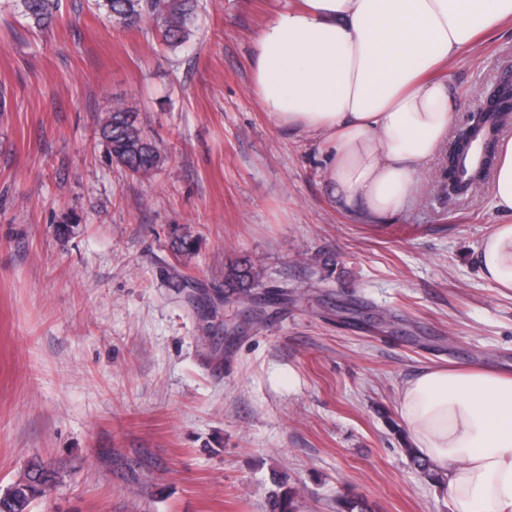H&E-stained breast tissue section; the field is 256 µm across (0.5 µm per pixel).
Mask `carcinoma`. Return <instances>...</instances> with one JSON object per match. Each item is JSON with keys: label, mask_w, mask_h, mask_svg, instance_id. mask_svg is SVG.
Listing matches in <instances>:
<instances>
[{"label": "carcinoma", "mask_w": 512, "mask_h": 512, "mask_svg": "<svg viewBox=\"0 0 512 512\" xmlns=\"http://www.w3.org/2000/svg\"><path fill=\"white\" fill-rule=\"evenodd\" d=\"M14 8L30 24L39 29L50 27L61 14L60 0H12ZM98 10L111 24L124 29L139 28L145 23L154 26L160 41L169 47H178L190 40L197 0H95ZM99 135L106 146L111 162L122 167L132 176H147L158 168L161 155L155 143L146 134L138 113L122 103H117L99 122ZM476 169L460 171L454 178L455 193L466 196L474 190ZM197 243L186 226L176 227L171 233V249L176 261H187L196 250ZM257 282V271L244 260L230 262L224 270L226 299L247 298ZM416 469L429 481L442 483V478L431 464L418 457L411 447L403 448ZM62 480L55 469L41 472L38 478L24 485L9 484L0 489V512H30L32 503L46 490ZM270 492V512H296L297 491L285 480H274ZM338 512H372L368 502L346 494L336 501Z\"/></svg>", "instance_id": "cac0c4a2"}]
</instances>
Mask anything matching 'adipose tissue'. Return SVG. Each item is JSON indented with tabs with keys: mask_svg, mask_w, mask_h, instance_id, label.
I'll return each instance as SVG.
<instances>
[{
	"mask_svg": "<svg viewBox=\"0 0 512 512\" xmlns=\"http://www.w3.org/2000/svg\"><path fill=\"white\" fill-rule=\"evenodd\" d=\"M508 21L512 0H300L263 25L251 87L277 127L321 137L337 204L382 224L414 206L448 134L459 95L442 71ZM476 253L512 291V224ZM397 412L455 512H512V372L426 368Z\"/></svg>",
	"mask_w": 512,
	"mask_h": 512,
	"instance_id": "obj_1",
	"label": "adipose tissue"
}]
</instances>
